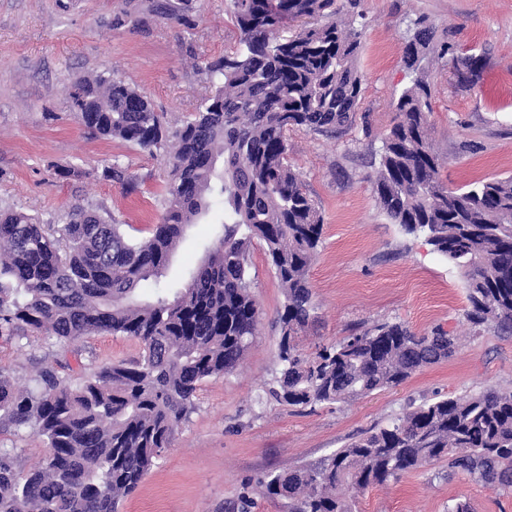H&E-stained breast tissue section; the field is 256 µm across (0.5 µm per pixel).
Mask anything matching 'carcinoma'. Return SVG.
<instances>
[{"label": "carcinoma", "instance_id": "carcinoma-1", "mask_svg": "<svg viewBox=\"0 0 512 512\" xmlns=\"http://www.w3.org/2000/svg\"><path fill=\"white\" fill-rule=\"evenodd\" d=\"M239 47L207 66L214 91L172 136L152 103L124 80L81 78L72 109L96 135L169 147L167 205L149 236L137 241L114 219L75 205L60 231L14 210L0 211V330L44 332L75 343L100 332L141 343L138 358L100 367L71 386L43 371L19 390L0 374V418L33 425L47 442L43 463L19 475L0 448V512H119L195 408L201 384L232 371L257 336L260 311L250 291L248 252L264 243L281 288L284 312L278 358L280 398L290 406L334 404L397 386L446 360L457 337L438 327L419 334L384 322L347 336L308 360L295 338L313 318L309 269L323 224L288 164L287 132L332 134L358 115L357 68L362 14L339 0H234ZM301 21L288 38L280 29ZM403 57L415 73L381 140L373 191L390 221L423 236L461 271L467 321L512 330V177L484 178L452 190L439 178L429 137L433 46L420 17ZM475 82L481 58H452ZM104 179L125 188V167ZM222 206L214 238L181 288H157L187 228ZM486 485L512 489V391L426 402L392 424L340 449L322 465L268 476L266 493L291 501L290 512H351L343 486L367 489L396 481L426 463Z\"/></svg>", "mask_w": 512, "mask_h": 512}]
</instances>
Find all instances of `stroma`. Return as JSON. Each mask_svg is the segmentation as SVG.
I'll list each match as a JSON object with an SVG mask.
<instances>
[{
    "instance_id": "obj_1",
    "label": "stroma",
    "mask_w": 512,
    "mask_h": 512,
    "mask_svg": "<svg viewBox=\"0 0 512 512\" xmlns=\"http://www.w3.org/2000/svg\"><path fill=\"white\" fill-rule=\"evenodd\" d=\"M159 0H0V207L63 227L81 204L114 217L128 236H148L165 207L164 151L88 133L70 110L69 92L82 77L123 79L179 126L212 91L205 62L233 53L240 33L233 0H167L182 19L158 10ZM365 14L358 68L360 109L370 132L343 136L288 132V161L324 224L309 281L315 318L296 338L314 357L352 333L400 321L419 333L453 330L460 346L447 360L422 368L403 384L338 404L291 407L275 396L280 373L278 319L285 302L265 246L249 250L251 291L259 332L237 369L208 379L195 408L119 512H288V501L260 485L268 474L318 466L365 433L424 402L512 390V333L464 317V278L424 239L401 232L379 208L372 188L394 103L412 76L403 65L413 22L427 18L448 55L425 67L427 114L440 178L457 189L486 177L512 176V0H360ZM477 55L476 83L459 80L451 57ZM125 166L129 187L102 176ZM211 226H191L165 280H183L211 241ZM137 340L99 333L74 344L32 333L0 335V373L17 387L41 371L79 383L101 365L139 356ZM0 448L14 449L27 471L48 453L27 425L0 420ZM352 512H512V493L448 471L447 460L358 492L343 488Z\"/></svg>"
}]
</instances>
